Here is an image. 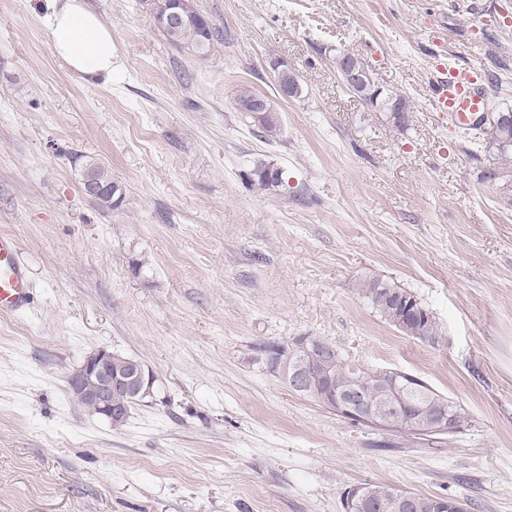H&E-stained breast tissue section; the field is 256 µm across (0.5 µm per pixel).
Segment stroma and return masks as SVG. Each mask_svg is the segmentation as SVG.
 Here are the masks:
<instances>
[{
  "instance_id": "obj_1",
  "label": "stroma",
  "mask_w": 512,
  "mask_h": 512,
  "mask_svg": "<svg viewBox=\"0 0 512 512\" xmlns=\"http://www.w3.org/2000/svg\"><path fill=\"white\" fill-rule=\"evenodd\" d=\"M87 2L112 29L108 84L52 53L46 0H0V234L34 295L0 314V512H344L360 484L512 512V163L430 93L437 63L470 66L512 108V0H195L224 34L203 55L166 40L154 0ZM341 51L403 120L343 84ZM245 89L275 103L276 138L237 110ZM91 158L119 207L84 193ZM260 162L280 186L252 184ZM372 280L414 294L442 341L385 322ZM303 336L421 377L468 425L352 423L275 369L270 346ZM103 347L154 376L118 429L69 389ZM86 171L97 183L108 190L107 195L96 200L100 206L112 209L123 202L125 194L122 186L112 179L111 171L104 164L94 159L87 160L81 167V178ZM89 175L86 174L83 179L84 193L91 198H95L101 194V190ZM113 190H115L114 195H112Z\"/></svg>"
}]
</instances>
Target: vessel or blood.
Segmentation results:
<instances>
[{"instance_id":"vessel-or-blood-1","label":"vessel or blood","mask_w":512,"mask_h":512,"mask_svg":"<svg viewBox=\"0 0 512 512\" xmlns=\"http://www.w3.org/2000/svg\"><path fill=\"white\" fill-rule=\"evenodd\" d=\"M431 104L446 114L449 122L461 129L473 126L476 115L486 107L485 79L479 70L450 68L448 74L432 81ZM32 302L27 269L21 260L17 241L0 235V313L10 314Z\"/></svg>"}]
</instances>
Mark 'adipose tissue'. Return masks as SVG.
<instances>
[{
    "label": "adipose tissue",
    "mask_w": 512,
    "mask_h": 512,
    "mask_svg": "<svg viewBox=\"0 0 512 512\" xmlns=\"http://www.w3.org/2000/svg\"><path fill=\"white\" fill-rule=\"evenodd\" d=\"M46 29L53 53L88 83L112 79V29L85 0H49Z\"/></svg>",
    "instance_id": "adipose-tissue-1"
}]
</instances>
